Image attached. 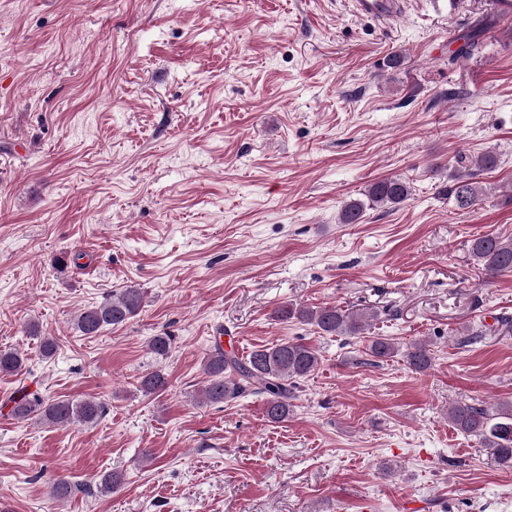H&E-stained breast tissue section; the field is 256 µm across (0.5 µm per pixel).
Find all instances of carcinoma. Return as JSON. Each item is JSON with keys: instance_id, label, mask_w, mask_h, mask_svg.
Here are the masks:
<instances>
[{"instance_id": "obj_1", "label": "carcinoma", "mask_w": 512, "mask_h": 512, "mask_svg": "<svg viewBox=\"0 0 512 512\" xmlns=\"http://www.w3.org/2000/svg\"><path fill=\"white\" fill-rule=\"evenodd\" d=\"M478 39L472 35L451 52L448 63L454 64L471 57L478 50ZM458 168L451 175L448 197L456 207L469 209L478 204L484 191L476 178L498 165L497 155L487 152L477 157L461 154ZM412 195L409 182L400 177H387L370 183L364 190L366 200L346 202L339 212L341 224L361 223L366 210L374 207H397ZM471 256L477 265L492 274L512 272V238L486 234L472 240ZM144 291L134 286L122 288L97 306L83 309L75 317L76 329L84 336H95L109 326L127 323L140 312ZM280 317L296 319L317 327L330 336L356 337L365 334L375 314L368 311L349 312L338 306L310 308L290 305L280 311ZM172 337L165 333L151 337L148 348L155 359H166L171 351ZM367 355L386 361L403 354L410 369L417 373L432 365V353L424 342L410 344L405 352L388 338L372 336L366 345ZM319 365L318 352L301 342H282L257 349L242 359L235 352L213 349L204 360L206 384L204 400L210 404L236 401L261 395L266 400V414L272 422L288 419L293 390L299 380L313 373ZM24 369V357L15 350H0V373L19 375ZM166 389V379L158 370L139 377V390L155 396ZM9 413L18 420L38 419L48 425L64 427L74 423L90 424L104 415L102 403L87 399L80 402L50 399L23 385L8 399ZM448 422L460 433L475 438L491 450L502 466L512 467V402L486 407L479 403L457 402L448 408Z\"/></svg>"}]
</instances>
